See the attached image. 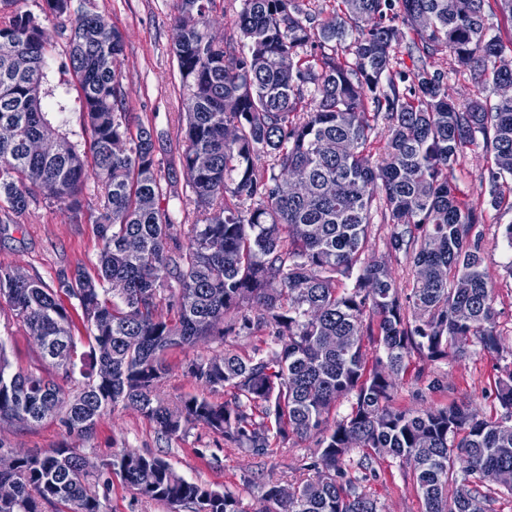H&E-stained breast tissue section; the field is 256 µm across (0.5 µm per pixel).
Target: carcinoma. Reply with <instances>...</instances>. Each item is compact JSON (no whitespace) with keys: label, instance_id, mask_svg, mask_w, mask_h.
<instances>
[{"label":"carcinoma","instance_id":"cac0c4a2","mask_svg":"<svg viewBox=\"0 0 512 512\" xmlns=\"http://www.w3.org/2000/svg\"><path fill=\"white\" fill-rule=\"evenodd\" d=\"M43 16L0 0V199L24 212L34 198L84 211L92 178L101 189L100 275L65 283L78 300L89 351L78 354L70 312L43 279L0 267V301L27 325L57 375L80 369L67 393L52 378L12 372L0 343V421L58 420L89 439L98 419L134 407L161 436L203 425L257 457L272 440L319 436L313 472L284 498L260 486L262 512H379L343 481L351 454L373 470L380 458L411 467L425 512H493L512 495L497 475L512 471V362L496 391L503 409L489 420L466 404L409 411L395 405L411 356L429 361L471 355V345L512 358L497 331L491 259L481 237L483 210L463 197L454 165L482 140L492 159L489 204L512 206V98L448 95L440 59L497 90L512 70V35L492 32L471 0H336L326 16L302 0H241L242 48L224 50L209 32L215 0H179L174 53L185 101L179 164L197 204L192 224L159 206L174 168L156 157L153 131L124 108V50L92 0H43ZM429 28L419 27L421 14ZM71 25L69 62L83 94L90 133L85 154L53 128L40 88L47 78L43 20ZM406 46V65L399 49ZM384 121L382 147L375 148ZM265 156L259 169L255 159ZM393 227L387 246L413 271L410 292L384 261L365 255L373 210ZM167 313H161V309ZM262 332L265 349L248 357L194 360L188 373L227 399L157 395L163 355L207 336ZM377 336L372 353L365 339ZM351 411L330 418L336 402ZM115 474L142 498L191 512H245L227 491L191 483L157 455L112 454L96 473L77 448L14 456L0 469V512H107L96 487Z\"/></svg>","mask_w":512,"mask_h":512}]
</instances>
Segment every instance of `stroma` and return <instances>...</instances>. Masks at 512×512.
Listing matches in <instances>:
<instances>
[{"instance_id":"35a3bbf8","label":"stroma","mask_w":512,"mask_h":512,"mask_svg":"<svg viewBox=\"0 0 512 512\" xmlns=\"http://www.w3.org/2000/svg\"><path fill=\"white\" fill-rule=\"evenodd\" d=\"M96 10L107 26L117 28L124 37V51L116 68L124 77L125 109L154 130L156 155L177 162L184 142V105L177 61L173 54L176 0H94ZM48 77L41 87L46 104H55L59 91H67L63 115L53 118L54 128L71 142L85 144V121L78 82L69 65L68 28L58 21L45 24ZM490 165L482 144L468 148L455 167L456 183L468 199H488L486 184ZM89 207L81 221L70 212L44 199L31 202L21 214L6 215L0 208V266L37 276L51 287L70 280L75 269L96 275L100 240L94 222L97 187L84 190ZM512 224V209H487L485 222L478 230L483 245L492 257L487 275L495 288L497 328L512 337V276L505 264L512 253L503 239L506 225ZM0 341L13 371L54 376L55 370L44 358L27 326L7 303H0ZM267 336H212L193 349H172L165 355L168 373L158 395L169 403L199 393L200 388L187 373L190 360L222 356L225 350L242 355L266 347ZM504 365L496 354L476 350L469 358L428 361L412 357L410 369L398 386L397 403L409 409L442 407L468 402L487 417L496 418L502 409L495 396V382ZM0 442L6 448L42 455L67 445L81 449L91 460L110 458L114 452L132 450L141 454H161L177 475L187 481L239 497L243 512H260L259 484L273 481L299 485L309 472L306 468L316 450L315 437L296 436L274 440L273 451L255 457L234 444L225 442L207 428L195 425L171 440L160 439L154 425L132 408H116L97 422L91 439L67 434L60 423L46 419L34 425L0 423ZM348 476L361 490L375 499L383 512H424V502L406 463L384 458L372 471L349 466Z\"/></svg>"}]
</instances>
